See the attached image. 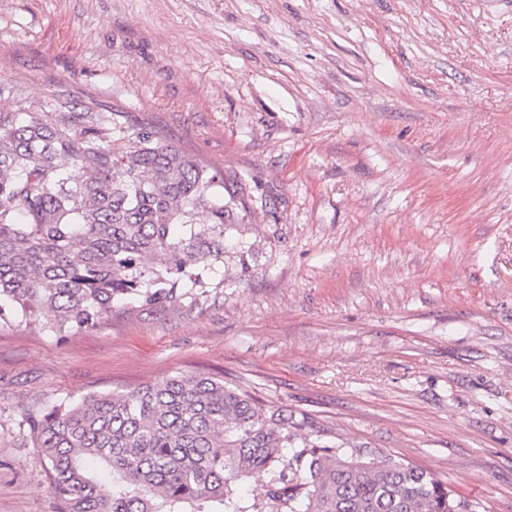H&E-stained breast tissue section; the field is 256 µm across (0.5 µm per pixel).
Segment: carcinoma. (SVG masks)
<instances>
[{
	"instance_id": "obj_1",
	"label": "carcinoma",
	"mask_w": 512,
	"mask_h": 512,
	"mask_svg": "<svg viewBox=\"0 0 512 512\" xmlns=\"http://www.w3.org/2000/svg\"><path fill=\"white\" fill-rule=\"evenodd\" d=\"M224 172L112 112L0 111V322L76 335L129 296L167 303L224 260ZM61 512H463L429 470L303 442L282 407L214 375L180 374L26 414Z\"/></svg>"
}]
</instances>
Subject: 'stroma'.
<instances>
[{
	"mask_svg": "<svg viewBox=\"0 0 512 512\" xmlns=\"http://www.w3.org/2000/svg\"><path fill=\"white\" fill-rule=\"evenodd\" d=\"M58 90L241 203L207 290L0 325V512L58 510L23 413L194 372L512 512V0H0V109Z\"/></svg>",
	"mask_w": 512,
	"mask_h": 512,
	"instance_id": "35a3bbf8",
	"label": "stroma"
}]
</instances>
